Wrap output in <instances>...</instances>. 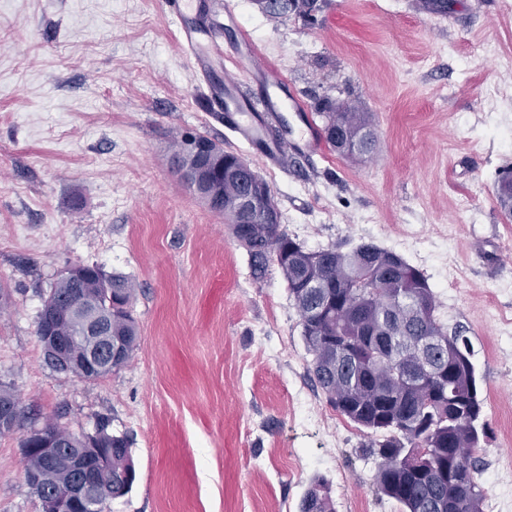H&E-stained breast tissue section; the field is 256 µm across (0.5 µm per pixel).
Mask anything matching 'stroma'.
Listing matches in <instances>:
<instances>
[{"label": "stroma", "mask_w": 512, "mask_h": 512, "mask_svg": "<svg viewBox=\"0 0 512 512\" xmlns=\"http://www.w3.org/2000/svg\"><path fill=\"white\" fill-rule=\"evenodd\" d=\"M235 3L226 40L248 34L305 107L372 113V157L327 148L266 168L208 117L162 0H0V385L22 405L0 434V512H41L27 434L50 421L90 433L102 418L129 437L137 472L109 512H299L318 477L336 512H401L376 490L362 432L314 385L280 271L255 280L223 214L172 167L184 133L248 160L305 248L372 243L427 276L440 321L471 341L494 512L496 465L512 461V221L493 194L512 171L499 134L512 127V0H326L313 25ZM77 263L136 285L138 348L94 382L50 367L36 333Z\"/></svg>", "instance_id": "35a3bbf8"}]
</instances>
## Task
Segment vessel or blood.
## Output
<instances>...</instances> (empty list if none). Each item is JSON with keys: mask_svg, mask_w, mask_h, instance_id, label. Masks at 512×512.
Segmentation results:
<instances>
[{"mask_svg": "<svg viewBox=\"0 0 512 512\" xmlns=\"http://www.w3.org/2000/svg\"><path fill=\"white\" fill-rule=\"evenodd\" d=\"M177 41L207 87L212 118L223 122L237 139L257 150L266 164L287 170L289 155H310L321 149L323 137L306 107L256 50L249 38L238 45L224 42V24L237 19L232 0H166ZM249 79L262 92L252 102L243 91ZM285 120L281 138L268 134V124Z\"/></svg>", "mask_w": 512, "mask_h": 512, "instance_id": "1", "label": "vessel or blood"}]
</instances>
